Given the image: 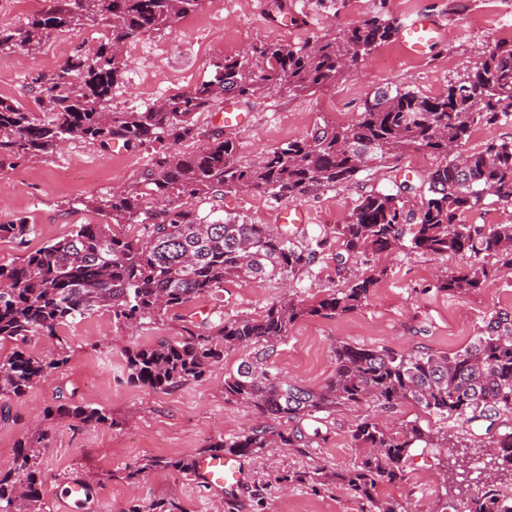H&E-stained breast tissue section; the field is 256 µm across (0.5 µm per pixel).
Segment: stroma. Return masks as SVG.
Masks as SVG:
<instances>
[{"mask_svg": "<svg viewBox=\"0 0 512 512\" xmlns=\"http://www.w3.org/2000/svg\"><path fill=\"white\" fill-rule=\"evenodd\" d=\"M374 3L348 0L345 8L334 13L322 10L317 0H283L279 10L273 0H205L202 21L186 16L173 28L147 34L125 48L123 79L112 93V108L117 112L142 108L188 90L210 77L213 63L252 44H301L323 36L369 17ZM388 7L406 24L419 13L436 14L444 26L438 42L422 55L405 51L400 41L389 42L335 86L315 93L239 99L249 122L230 133L212 113L198 114L196 124L203 138L228 133L238 146L241 163H259L273 148L305 137L315 126L354 123L366 97L379 87L444 94L451 81L472 71L500 39L502 26L512 23V0H388ZM105 33L103 26H88L51 35L29 52L0 53V96L32 106L31 75L93 53ZM152 158L148 145L104 149L79 141L21 160L0 158V224L23 216L35 226L26 246L0 241V264L16 261L23 250L33 251L68 235L75 225L104 223L100 207L115 188L146 192L143 174ZM437 163L430 152L411 151L398 160L368 166L348 186L314 191L298 200L306 221L286 227L288 235L295 243H305L321 230L346 223L363 195L394 193L404 182L412 187L407 204L416 206ZM90 198L97 200V207H86ZM289 205V200L259 192L193 202L201 217L233 218L274 231L283 228L279 213ZM342 250L336 240L318 254L310 271L294 278V293L309 300L367 273V266L353 260L338 264L336 255ZM467 263L461 255L436 259L409 249L394 253L367 305L296 321L287 337L275 345L270 363L281 375L316 389L334 376L333 349L340 341L401 354L464 349L482 332L492 313L512 312L509 266L499 267L473 293L456 297L436 290L438 277L453 274ZM284 295L277 278L231 279L215 297L189 302L150 325H120L102 310L65 327L70 344L67 364L22 397L0 399V408L9 409L8 419H0V463L12 460L18 441L33 429L34 417L45 407L83 404L109 411L115 423L93 426L67 420L44 425V512H62L64 488L73 478L82 479L88 490L74 512H123L129 503L146 504L170 496L184 512H361V500L347 486L334 483L316 494L300 484L283 485L277 477L318 464L331 470L352 466L364 451L355 447L350 432L372 414L368 402L303 422L310 437L306 453L283 446L246 458V481L230 501L224 492L196 482L191 475L154 468L137 479L127 477L131 468L151 459H197L210 437L221 434L229 439L260 421L251 404L224 399L225 377L252 357V349L225 350L223 362L202 379L169 391L130 384L127 351L179 336L192 321L259 317ZM411 454L409 481L386 487V496L404 502L409 512H439L442 502L465 501L456 481L444 479L453 464L450 449L419 445Z\"/></svg>", "mask_w": 512, "mask_h": 512, "instance_id": "obj_1", "label": "stroma"}]
</instances>
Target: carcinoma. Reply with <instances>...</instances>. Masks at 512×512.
I'll list each match as a JSON object with an SVG mask.
<instances>
[{"mask_svg":"<svg viewBox=\"0 0 512 512\" xmlns=\"http://www.w3.org/2000/svg\"><path fill=\"white\" fill-rule=\"evenodd\" d=\"M379 0L368 18L336 27L301 45L270 42L214 64V74L188 91L145 108L110 109L124 60L121 49L144 35L173 27L197 11L204 0H45V6L22 24L0 29V52L34 50L50 35L103 25L108 33L97 52L77 56L49 73L31 78L34 107L0 97V157L27 158L58 143L97 141L108 148L155 146L152 166L144 175L150 196L160 203L146 207L143 194L112 193L109 218L114 224H137L134 238L119 237L107 224H78L70 235L36 249L19 262L0 265V342L13 344L0 356V396L21 397L36 382L68 361V324L100 310L116 323L151 324L194 300L211 298L227 279L296 276L314 263L329 244L328 232L299 247L286 235L262 224L204 220L190 201L207 195L263 192L299 200L326 187H343L370 163H386L411 150L440 158L427 177L417 208L407 207L405 184L395 194L374 191L364 196L336 238L346 255L370 268L371 274L308 303L292 296L268 307L258 318H219L183 326L175 339L127 352L129 378L152 390L167 391L201 379L224 360V349L259 346L252 360L224 378V399L253 405L268 420L295 424L342 406L371 402L382 410L412 404L441 420L485 426L491 432L503 417H512V313L497 311L464 350L452 354H399L340 341L334 348V377L317 390L286 379L267 364V351L288 335L300 317L344 313L362 306L386 269L376 265L385 253L410 248L437 259L462 255L470 259L436 288L462 296L481 288L498 265L512 266V224H466L464 215L486 197L512 205V140H493L476 153L448 159L478 124L512 120V42L501 41L475 70L448 84L445 95L429 97L400 87L377 89L366 99L355 123L316 126L307 136L276 147L261 164L237 163V144L214 138L206 147L185 152L181 145L199 137L194 117L208 112L226 94L240 98L317 92L343 79L358 61L398 36L401 21ZM35 232L23 217L0 224V240L19 245ZM32 336L59 341L56 357L32 355L25 344ZM76 420L84 425L116 424L105 410L85 405L49 408L44 420ZM368 452L352 466L329 472L324 466L287 472L281 483H301L312 492L331 480L349 487L362 501V512H409L407 506L380 496L384 485L409 480L410 449L458 448L462 441L424 429L411 421L395 431L372 415L352 430ZM301 429L274 433L256 424L240 435H219L203 454L253 456L265 448H302ZM41 440L19 441L12 462L0 467V512H43ZM497 449L487 465L462 472L474 492L456 512H512V431L490 437ZM160 468L189 475V459L153 460L132 475ZM124 512H182L170 497L149 505L133 504Z\"/></svg>","mask_w":512,"mask_h":512,"instance_id":"cac0c4a2","label":"carcinoma"}]
</instances>
